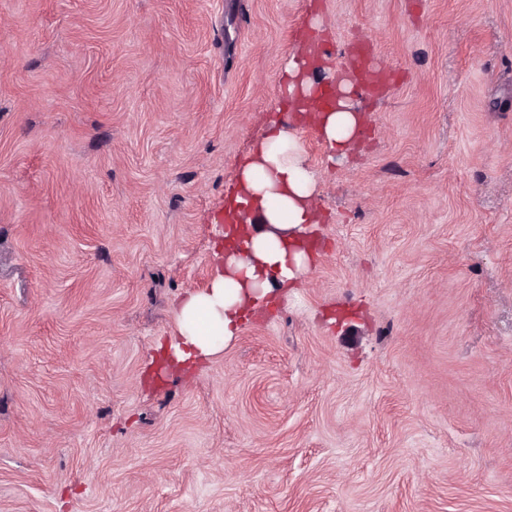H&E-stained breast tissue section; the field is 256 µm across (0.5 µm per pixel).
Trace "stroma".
<instances>
[{
  "label": "stroma",
  "instance_id": "35a3bbf8",
  "mask_svg": "<svg viewBox=\"0 0 512 512\" xmlns=\"http://www.w3.org/2000/svg\"><path fill=\"white\" fill-rule=\"evenodd\" d=\"M316 17L392 83L293 128L321 248L176 363ZM0 512H512V0H0ZM347 94L339 101L336 111L327 112L315 105L306 115L308 125L318 130L342 157L348 154L351 141L364 121V116L349 106Z\"/></svg>",
  "mask_w": 512,
  "mask_h": 512
}]
</instances>
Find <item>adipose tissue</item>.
Returning a JSON list of instances; mask_svg holds the SVG:
<instances>
[{
	"label": "adipose tissue",
	"instance_id": "obj_1",
	"mask_svg": "<svg viewBox=\"0 0 512 512\" xmlns=\"http://www.w3.org/2000/svg\"><path fill=\"white\" fill-rule=\"evenodd\" d=\"M306 121L344 156L364 117L343 99L331 112L314 108ZM237 183L258 220L239 225L233 246L224 249L222 270L207 288L185 291L173 346L180 363L217 354L252 308L310 266L302 243L320 222V205L314 175L300 159L293 135L278 127L265 136L239 170Z\"/></svg>",
	"mask_w": 512,
	"mask_h": 512
}]
</instances>
